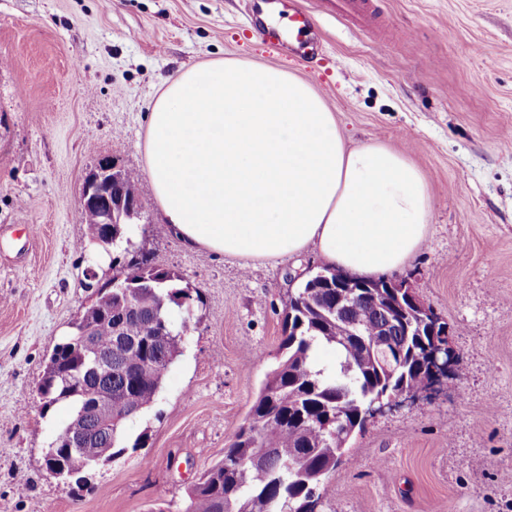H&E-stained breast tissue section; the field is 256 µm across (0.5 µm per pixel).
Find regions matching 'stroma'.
<instances>
[{
	"mask_svg": "<svg viewBox=\"0 0 512 512\" xmlns=\"http://www.w3.org/2000/svg\"><path fill=\"white\" fill-rule=\"evenodd\" d=\"M322 56L291 62L242 21L243 0H0V512H180L275 362L288 297L322 263L243 261L156 234L146 115L178 71L222 58L311 83L351 147L385 144L423 172L425 243L398 270L447 322L452 386L370 418L319 512H512V0H375L368 28L336 0H300ZM138 178L135 249L176 273L197 328L144 435L90 490L44 456L66 412L37 394L46 358L111 282L78 247L101 157Z\"/></svg>",
	"mask_w": 512,
	"mask_h": 512,
	"instance_id": "stroma-1",
	"label": "stroma"
}]
</instances>
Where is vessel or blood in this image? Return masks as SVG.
<instances>
[{"instance_id": "b4317fda", "label": "vessel or blood", "mask_w": 512, "mask_h": 512, "mask_svg": "<svg viewBox=\"0 0 512 512\" xmlns=\"http://www.w3.org/2000/svg\"><path fill=\"white\" fill-rule=\"evenodd\" d=\"M245 11L278 55L294 58L317 53L316 44L307 37L314 19L298 0H245ZM336 11L358 24L374 15L371 0H336Z\"/></svg>"}]
</instances>
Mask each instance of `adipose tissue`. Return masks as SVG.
Returning <instances> with one entry per match:
<instances>
[{"mask_svg": "<svg viewBox=\"0 0 512 512\" xmlns=\"http://www.w3.org/2000/svg\"><path fill=\"white\" fill-rule=\"evenodd\" d=\"M145 161L164 228L189 249L280 261L315 249L341 273L384 277L426 239L417 165L382 144L347 148L305 80L235 59L166 82Z\"/></svg>", "mask_w": 512, "mask_h": 512, "instance_id": "obj_1", "label": "adipose tissue"}]
</instances>
